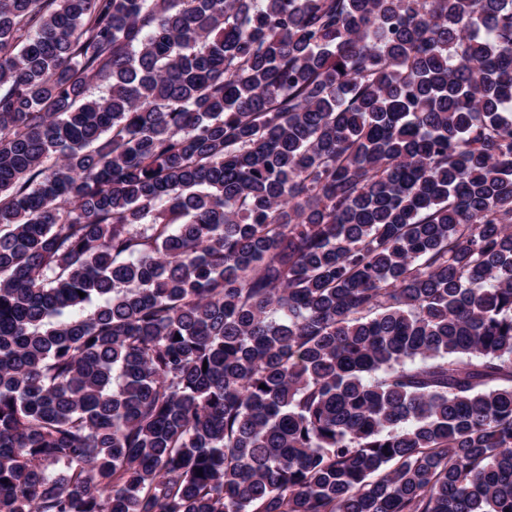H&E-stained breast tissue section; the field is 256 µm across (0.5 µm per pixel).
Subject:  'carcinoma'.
I'll return each mask as SVG.
<instances>
[{"instance_id":"1","label":"carcinoma","mask_w":512,"mask_h":512,"mask_svg":"<svg viewBox=\"0 0 512 512\" xmlns=\"http://www.w3.org/2000/svg\"><path fill=\"white\" fill-rule=\"evenodd\" d=\"M0 512H512V0H0Z\"/></svg>"}]
</instances>
